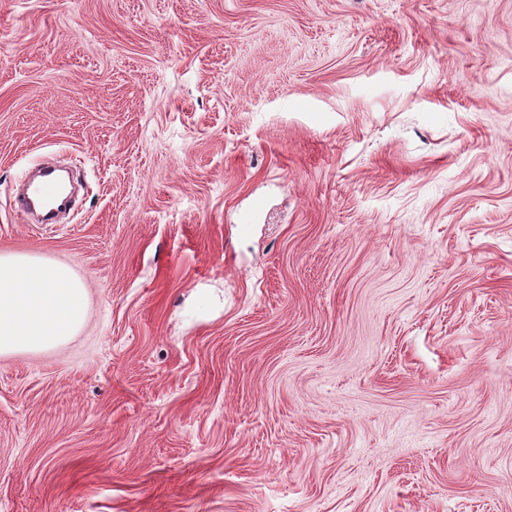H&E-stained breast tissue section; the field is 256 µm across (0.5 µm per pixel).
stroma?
Listing matches in <instances>:
<instances>
[{
    "label": "stroma",
    "instance_id": "35a3bbf8",
    "mask_svg": "<svg viewBox=\"0 0 512 512\" xmlns=\"http://www.w3.org/2000/svg\"><path fill=\"white\" fill-rule=\"evenodd\" d=\"M0 252V512H512V0H0ZM86 314L85 284L69 266L0 253V355L62 344Z\"/></svg>",
    "mask_w": 512,
    "mask_h": 512
}]
</instances>
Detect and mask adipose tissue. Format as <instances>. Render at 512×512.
Segmentation results:
<instances>
[{"mask_svg": "<svg viewBox=\"0 0 512 512\" xmlns=\"http://www.w3.org/2000/svg\"><path fill=\"white\" fill-rule=\"evenodd\" d=\"M86 314L85 284L69 266L0 253V355L62 344Z\"/></svg>", "mask_w": 512, "mask_h": 512, "instance_id": "1", "label": "adipose tissue"}]
</instances>
